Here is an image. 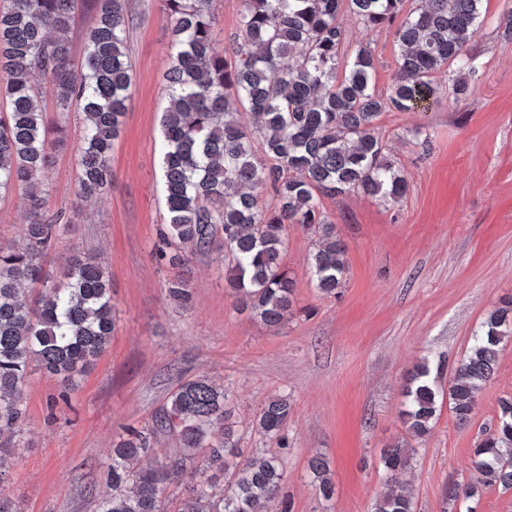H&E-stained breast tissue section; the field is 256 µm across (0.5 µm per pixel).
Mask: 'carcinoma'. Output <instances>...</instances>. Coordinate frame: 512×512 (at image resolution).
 I'll return each mask as SVG.
<instances>
[{
	"label": "carcinoma",
	"instance_id": "cac0c4a2",
	"mask_svg": "<svg viewBox=\"0 0 512 512\" xmlns=\"http://www.w3.org/2000/svg\"><path fill=\"white\" fill-rule=\"evenodd\" d=\"M210 0H161L171 25L167 106L160 128L166 231L162 252L173 269L187 261L185 248L215 249L228 260L226 281L236 306L277 328L293 314L295 280L283 266L288 225L314 229L319 249L311 271L316 288L334 295L347 271L346 248L320 208L319 196L357 192L396 201L408 191L391 162L377 121L387 110L425 112L448 79L457 99L472 94L479 73L468 49L483 21L484 0H244L237 30L216 50ZM364 30L391 25L398 71L389 94L375 91L376 59L359 44L339 72L344 32L342 8ZM94 23L79 61L71 56L69 32L74 0H0V193L29 188L23 246L0 250V435L18 433L25 409L20 391L31 364L63 383L81 376L107 348L114 327L109 279L94 260L70 259L64 282L49 284L43 257L69 229L64 214L48 207L49 135L61 133L72 105L84 115L77 198L100 199L112 184V141L130 98L128 0H93ZM39 72L54 84L56 117L48 121L31 82ZM251 115L241 126L238 108ZM272 195L261 203L257 190ZM40 284L27 300L22 285ZM169 294L190 299L176 276ZM512 338V298L490 312L473 336L466 357L453 369L448 400L458 424L471 421L477 396L495 373L502 345ZM445 365L423 361L406 378L401 418L407 434L422 439L433 427L439 399L437 379ZM497 423L473 448L474 473L446 489L451 506L478 512L480 490H512V396L498 403ZM291 405L276 395L262 408L257 432L282 442ZM224 385L199 377L180 387L160 427L175 429L183 455L206 451L208 467L234 470V484L216 489L202 472H186L181 458L161 460L152 434L132 431L112 449V494L98 512H165L166 485L187 483L177 512H260L279 498L283 461L276 455L241 458ZM413 463L403 442L380 450L386 490L373 512H415L410 488L396 476ZM309 470L324 499L334 496L326 461Z\"/></svg>",
	"mask_w": 512,
	"mask_h": 512
}]
</instances>
